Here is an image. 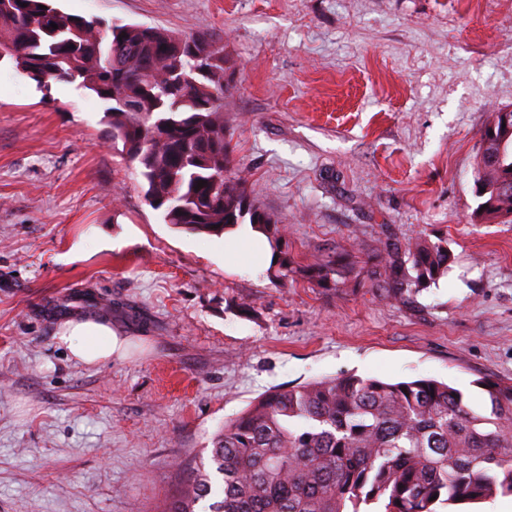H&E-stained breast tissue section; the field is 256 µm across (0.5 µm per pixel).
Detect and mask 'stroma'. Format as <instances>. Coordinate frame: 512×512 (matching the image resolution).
<instances>
[{
  "label": "stroma",
  "mask_w": 512,
  "mask_h": 512,
  "mask_svg": "<svg viewBox=\"0 0 512 512\" xmlns=\"http://www.w3.org/2000/svg\"><path fill=\"white\" fill-rule=\"evenodd\" d=\"M57 5L210 31L233 165L298 261L419 236L453 261L401 302L279 286L236 235L164 223L122 144L103 145L95 93L0 61V512H162L275 388L428 377L478 404L477 380H512V223L473 218L479 132L512 108V0ZM74 316L111 321L126 357L75 361L56 338Z\"/></svg>",
  "instance_id": "stroma-1"
}]
</instances>
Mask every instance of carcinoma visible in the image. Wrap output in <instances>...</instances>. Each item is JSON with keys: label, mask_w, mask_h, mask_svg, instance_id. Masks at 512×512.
Instances as JSON below:
<instances>
[{"label": "carcinoma", "mask_w": 512, "mask_h": 512, "mask_svg": "<svg viewBox=\"0 0 512 512\" xmlns=\"http://www.w3.org/2000/svg\"><path fill=\"white\" fill-rule=\"evenodd\" d=\"M0 52L39 84L78 81L106 102L110 136L140 168L145 200L165 223L212 236L250 225L277 257L267 270L276 283L293 274L402 301L448 273L447 240L426 237L387 243L359 269L334 252L312 264L295 259L287 225L256 206L230 168L223 49L206 30L105 26L52 0H0ZM485 152L475 182L492 184L501 170L481 166ZM494 212L488 218L479 205L473 216L511 223L512 194L496 198ZM477 387L479 408L431 378L350 374L271 390L224 422L208 465L191 470L167 512H195L202 501V512H445L512 496V382Z\"/></svg>", "instance_id": "carcinoma-1"}]
</instances>
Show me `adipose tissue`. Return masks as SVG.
I'll use <instances>...</instances> for the list:
<instances>
[{"label": "adipose tissue", "instance_id": "ef3b65f1", "mask_svg": "<svg viewBox=\"0 0 512 512\" xmlns=\"http://www.w3.org/2000/svg\"><path fill=\"white\" fill-rule=\"evenodd\" d=\"M58 339L75 360L87 365L111 360L125 352V337L118 335L107 322L96 319L65 321Z\"/></svg>", "mask_w": 512, "mask_h": 512}]
</instances>
